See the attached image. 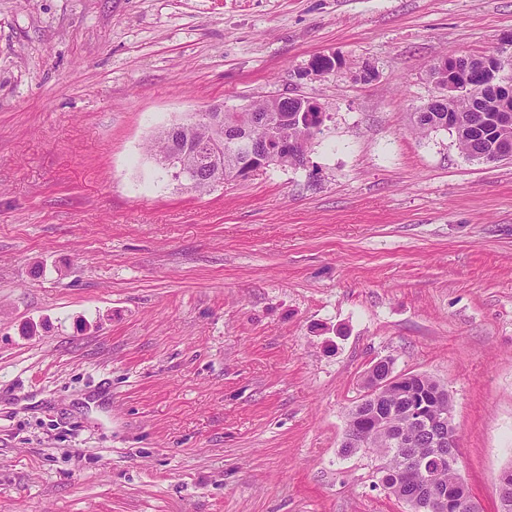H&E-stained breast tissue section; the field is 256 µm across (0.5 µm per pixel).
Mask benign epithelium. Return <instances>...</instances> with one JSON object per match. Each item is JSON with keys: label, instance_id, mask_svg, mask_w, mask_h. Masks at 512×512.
<instances>
[{"label": "benign epithelium", "instance_id": "7a95c632", "mask_svg": "<svg viewBox=\"0 0 512 512\" xmlns=\"http://www.w3.org/2000/svg\"><path fill=\"white\" fill-rule=\"evenodd\" d=\"M473 57L466 55H450L439 59L431 67V77L438 94L436 100H443L451 93L463 94L481 104L494 101L500 104L498 114L488 119L484 116L474 123L472 129L481 133L482 137L493 141L491 160L512 159V83L504 80L501 73L512 66V59H505L497 53L483 55V63L477 70L471 69ZM343 67L342 58L334 52L321 53L309 60L302 72L308 77L316 74H331ZM302 104L301 123L310 132L322 130L325 121L323 108L302 95L294 96ZM232 121L234 117L224 115V105H210L188 118L175 121L168 125L171 134L190 131L200 124H208L221 131L224 121ZM238 147L246 151L249 163L240 168L237 177H248L271 166H286L288 162L299 157L303 151V142L290 140L280 142L276 148H255L250 137L243 133L232 138ZM442 425V432L434 442L432 457H448L447 449L458 447V439L453 421L444 416L437 420ZM499 512H512V485L507 479L500 478ZM419 512H480L478 505L471 498L461 499L449 490H437L430 487L426 490L420 504Z\"/></svg>", "mask_w": 512, "mask_h": 512}]
</instances>
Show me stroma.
Returning a JSON list of instances; mask_svg holds the SVG:
<instances>
[{"mask_svg": "<svg viewBox=\"0 0 512 512\" xmlns=\"http://www.w3.org/2000/svg\"><path fill=\"white\" fill-rule=\"evenodd\" d=\"M454 51L512 56V0H0V512H405L341 452L382 359L447 388L497 512L512 160L412 131ZM295 94L304 166L200 195L145 151ZM343 67L342 58L336 53L330 52L328 54L320 53L309 60L307 66L302 72L303 77H308L316 74H331L339 71ZM219 112V113H212ZM224 106L217 104L211 105L204 110L192 113L187 119L175 121L168 125L167 131L172 135L181 134L190 131L200 124H208L218 131H222L224 127ZM216 145L214 131L210 126L201 125L196 127L188 142L181 144L182 150L186 154V163L191 164L195 154L200 150H206Z\"/></svg>", "mask_w": 512, "mask_h": 512, "instance_id": "stroma-1", "label": "stroma"}]
</instances>
